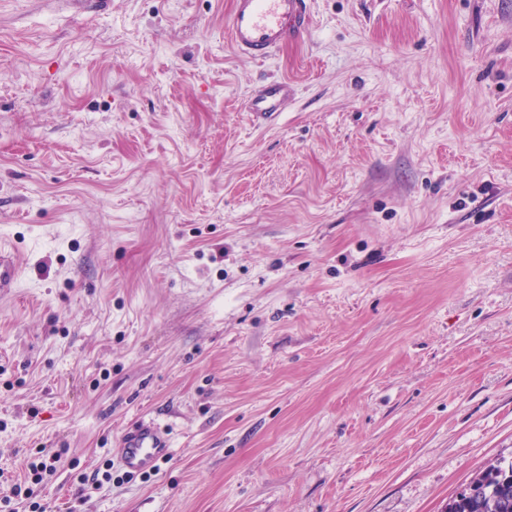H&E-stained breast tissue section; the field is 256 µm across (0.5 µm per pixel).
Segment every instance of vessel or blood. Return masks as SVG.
<instances>
[{"mask_svg": "<svg viewBox=\"0 0 512 512\" xmlns=\"http://www.w3.org/2000/svg\"><path fill=\"white\" fill-rule=\"evenodd\" d=\"M310 0H233L227 24L228 42L243 59L258 61L280 51L307 30ZM288 81L264 84L247 104L254 125L275 123L288 97ZM120 461L127 473L153 471L171 453L165 429L154 423L132 425L120 435Z\"/></svg>", "mask_w": 512, "mask_h": 512, "instance_id": "b4317fda", "label": "vessel or blood"}]
</instances>
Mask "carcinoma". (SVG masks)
Segmentation results:
<instances>
[{
    "instance_id": "cac0c4a2",
    "label": "carcinoma",
    "mask_w": 512,
    "mask_h": 512,
    "mask_svg": "<svg viewBox=\"0 0 512 512\" xmlns=\"http://www.w3.org/2000/svg\"><path fill=\"white\" fill-rule=\"evenodd\" d=\"M472 482L481 496L470 497L463 490L448 502L447 512H512V461L488 465Z\"/></svg>"
}]
</instances>
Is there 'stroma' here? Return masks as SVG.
Masks as SVG:
<instances>
[{
    "label": "stroma",
    "mask_w": 512,
    "mask_h": 512,
    "mask_svg": "<svg viewBox=\"0 0 512 512\" xmlns=\"http://www.w3.org/2000/svg\"><path fill=\"white\" fill-rule=\"evenodd\" d=\"M232 3L0 0L11 512H445L512 460V0H311L262 63ZM288 80L264 84L248 101L247 111L250 112L254 125L270 126L281 114L284 101L290 89ZM166 431L143 421L123 430L119 441L120 461L127 473H149L171 454L173 447Z\"/></svg>",
    "instance_id": "stroma-1"
}]
</instances>
